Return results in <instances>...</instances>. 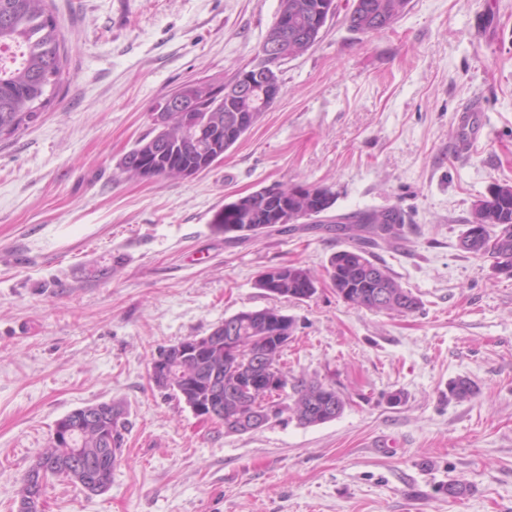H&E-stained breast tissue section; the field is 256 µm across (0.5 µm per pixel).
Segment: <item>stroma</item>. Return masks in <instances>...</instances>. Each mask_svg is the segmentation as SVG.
<instances>
[{"mask_svg":"<svg viewBox=\"0 0 512 512\" xmlns=\"http://www.w3.org/2000/svg\"><path fill=\"white\" fill-rule=\"evenodd\" d=\"M49 2L65 81L0 142V512H17L56 421L111 401L126 430L108 491L52 477L44 512H512V278L459 246L473 205L512 183V0H410L366 35L348 28L353 0H335L260 123L222 162L165 180L119 167L151 107L186 82L234 80L279 0ZM272 185L330 187L337 214L408 212L402 238L371 253L419 309L338 298L325 268L351 242L310 220L245 241L215 226L224 203ZM287 262L311 271L313 298L255 287ZM267 307L294 321L289 375L344 397L336 419L228 433L150 380L161 349ZM458 378L471 398L449 396ZM452 481L465 496L448 498Z\"/></svg>","mask_w":512,"mask_h":512,"instance_id":"1","label":"stroma"}]
</instances>
